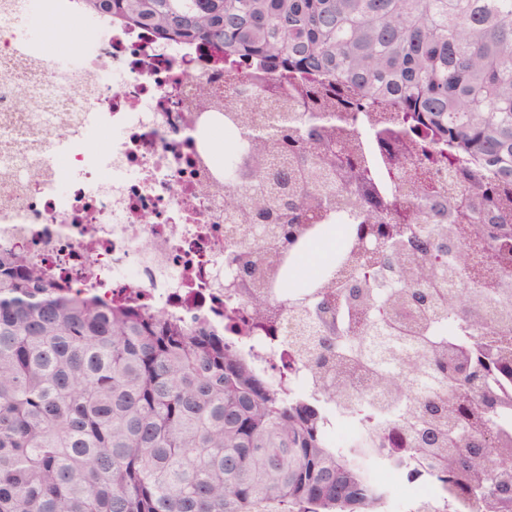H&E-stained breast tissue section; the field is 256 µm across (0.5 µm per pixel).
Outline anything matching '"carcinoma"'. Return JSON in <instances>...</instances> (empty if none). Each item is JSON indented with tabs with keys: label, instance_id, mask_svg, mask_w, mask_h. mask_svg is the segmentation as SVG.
I'll return each instance as SVG.
<instances>
[{
	"label": "carcinoma",
	"instance_id": "1",
	"mask_svg": "<svg viewBox=\"0 0 512 512\" xmlns=\"http://www.w3.org/2000/svg\"><path fill=\"white\" fill-rule=\"evenodd\" d=\"M265 70L236 105L243 180L224 209L251 237L227 254L250 328L288 315V347L323 389L413 455L512 512V0H85ZM379 113L377 148L344 126ZM356 213L361 246L311 307L276 301L266 262L323 212ZM496 270L465 278L468 244ZM457 291H447V277ZM417 349L388 368L379 346ZM372 376L360 406L347 369ZM0 512H385L365 468L328 447L316 409L287 398L211 326L64 288L0 254Z\"/></svg>",
	"mask_w": 512,
	"mask_h": 512
}]
</instances>
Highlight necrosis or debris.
I'll return each mask as SVG.
<instances>
[{"mask_svg":"<svg viewBox=\"0 0 512 512\" xmlns=\"http://www.w3.org/2000/svg\"><path fill=\"white\" fill-rule=\"evenodd\" d=\"M41 9L54 23L24 43L20 13L0 0V251L23 250L49 277L102 300H130L189 323L203 318L236 337L224 316L242 295L224 266V200L197 187L223 181L242 154L241 138L227 135L231 121L221 111L191 108L192 90L178 81L186 70L223 91V62L206 43L164 40L89 11L83 0H43ZM72 28L92 37L63 72L46 49ZM28 167L39 169L38 180L22 178ZM356 245L347 217L332 214L300 248L325 249V262L295 288L296 263L282 262L274 298L309 296ZM239 349L261 375L279 372L290 398L324 413L330 447L351 448L366 437L368 426L322 394L283 335L258 329ZM386 445L389 455L362 458L386 500L437 507L449 500L451 512H472L469 495L449 494L435 475L404 459L397 430H389Z\"/></svg>","mask_w":512,"mask_h":512,"instance_id":"1","label":"necrosis or debris"}]
</instances>
